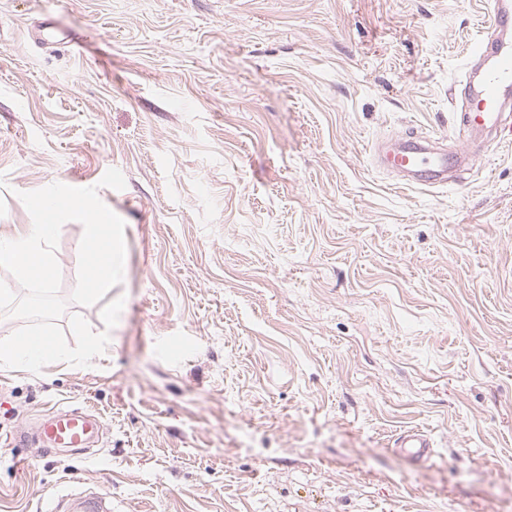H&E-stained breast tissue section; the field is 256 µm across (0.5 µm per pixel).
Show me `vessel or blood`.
Here are the masks:
<instances>
[{"label":"vessel or blood","instance_id":"obj_1","mask_svg":"<svg viewBox=\"0 0 512 512\" xmlns=\"http://www.w3.org/2000/svg\"><path fill=\"white\" fill-rule=\"evenodd\" d=\"M33 37L43 47L67 45V37L49 23L35 26ZM461 127L470 135L466 148L451 150L439 142L403 138L385 154L386 166L402 183L423 188L445 185L449 172L465 166L469 154L498 138L512 124L505 109L512 104V0H490L487 25L476 41L463 82ZM101 418L83 408L60 407L36 427L38 439L54 448H90L99 439ZM397 451L412 462L428 461L433 454L430 436L409 429L394 440ZM49 512H112V500L103 493L62 495Z\"/></svg>","mask_w":512,"mask_h":512}]
</instances>
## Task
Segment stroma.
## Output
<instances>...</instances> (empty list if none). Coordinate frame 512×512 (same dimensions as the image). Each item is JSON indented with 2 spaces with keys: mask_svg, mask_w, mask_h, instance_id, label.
Masks as SVG:
<instances>
[{
  "mask_svg": "<svg viewBox=\"0 0 512 512\" xmlns=\"http://www.w3.org/2000/svg\"><path fill=\"white\" fill-rule=\"evenodd\" d=\"M48 19L80 52L28 36ZM485 0H0V235L18 194L96 185L126 223L124 298L58 320L81 368L0 366V512L88 487L112 512H512V132L422 190L375 161L461 145ZM87 455L24 438L53 406ZM420 428L430 460L393 441ZM103 430L101 418L83 408L59 407L36 427L38 439L54 448H92Z\"/></svg>",
  "mask_w": 512,
  "mask_h": 512,
  "instance_id": "obj_1",
  "label": "stroma"
}]
</instances>
